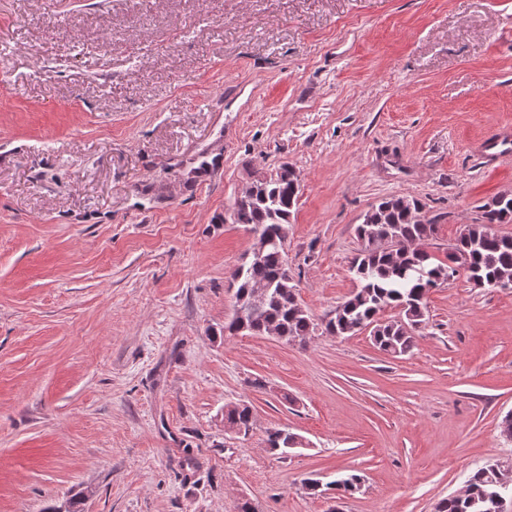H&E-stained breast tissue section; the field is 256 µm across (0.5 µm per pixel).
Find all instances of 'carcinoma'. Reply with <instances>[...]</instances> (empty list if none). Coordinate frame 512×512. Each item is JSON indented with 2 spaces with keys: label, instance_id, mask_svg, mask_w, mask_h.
I'll return each mask as SVG.
<instances>
[{
  "label": "carcinoma",
  "instance_id": "cac0c4a2",
  "mask_svg": "<svg viewBox=\"0 0 512 512\" xmlns=\"http://www.w3.org/2000/svg\"><path fill=\"white\" fill-rule=\"evenodd\" d=\"M251 187L244 201L233 203L230 215L232 223L259 229L269 239L263 255L246 260L233 275L238 303L247 309L246 334L265 335L277 330L304 342L319 330L352 336L371 324L374 345L387 355L399 357L415 345L414 326L426 322V298L432 288L460 274L481 288H495L501 282L512 284V235L496 230L499 224L512 223V194H498L481 206L478 222L463 225L448 248L445 262L427 249L413 248L435 233L434 222L422 215L421 203L408 196H391L371 206L358 226L361 248L350 271L360 288L318 321L306 308L294 304L293 275L280 242L288 233L298 201V175L283 163L271 171L254 172ZM387 308L397 310L398 316L381 320L380 313ZM224 420L247 433L252 426L251 409L239 405L228 411ZM291 436L286 429L273 428L267 431L266 443L279 450ZM505 479L501 471L488 465L479 467L469 475L465 495L442 499L435 512H492V496ZM360 481V475L350 473L324 487L309 482L306 489L313 496L328 490L352 495L360 491Z\"/></svg>",
  "mask_w": 512,
  "mask_h": 512
}]
</instances>
